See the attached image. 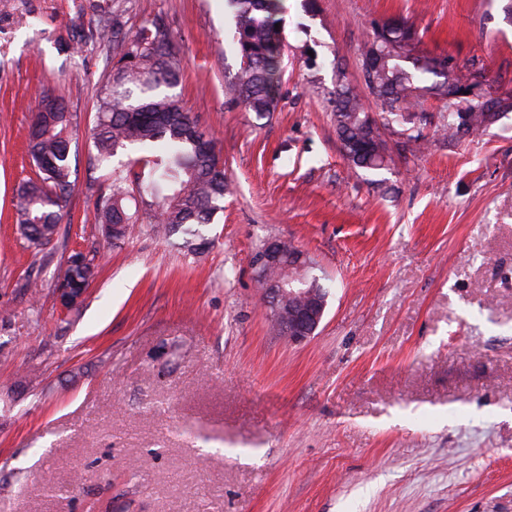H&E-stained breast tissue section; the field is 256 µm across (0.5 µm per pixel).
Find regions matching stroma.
I'll return each mask as SVG.
<instances>
[{
    "label": "stroma",
    "instance_id": "obj_1",
    "mask_svg": "<svg viewBox=\"0 0 512 512\" xmlns=\"http://www.w3.org/2000/svg\"><path fill=\"white\" fill-rule=\"evenodd\" d=\"M282 84L259 117L225 97L239 69L224 0H0V512H512V112L455 140L437 131L436 75L414 126L382 129L389 168L353 171L332 120L336 68L396 18L413 56L448 61L512 100V0H284ZM160 18L185 61L175 93L213 133L229 191L197 252L139 223L112 241L90 165L94 95L116 56L89 37ZM77 116L57 242L32 252L12 199L31 176L33 99ZM293 241L328 288L315 336L272 332L252 265ZM93 259L77 309L54 285ZM111 470L112 489L98 472Z\"/></svg>",
    "mask_w": 512,
    "mask_h": 512
}]
</instances>
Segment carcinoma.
Segmentation results:
<instances>
[{"instance_id":"1","label":"carcinoma","mask_w":512,"mask_h":512,"mask_svg":"<svg viewBox=\"0 0 512 512\" xmlns=\"http://www.w3.org/2000/svg\"><path fill=\"white\" fill-rule=\"evenodd\" d=\"M231 10L240 67L226 94L246 110L263 117L276 111L281 86V55L284 46L281 23L283 0H226ZM98 36L112 43L119 59L102 82L95 102L93 132L96 154L90 163L109 167L121 150L137 147L148 153L136 163L145 175L141 193L155 206L153 229L171 237L182 236L181 248L198 251L206 240L207 226L224 211L227 190L224 163L216 152L215 140L169 90L176 87L184 71L183 58L159 20H148L132 36L103 23ZM415 31L404 20L390 19L374 32L363 56L374 46L407 45ZM412 60L409 70L404 62ZM443 77L431 90L449 99L448 114L442 116L437 131L462 139L496 122L502 111L512 110V101L492 100L472 103L467 111L453 110L450 98L466 89L469 75L448 67L435 58H418L395 53L382 59L364 81L352 84L344 69L336 68L333 120L341 148L352 141L369 140L371 151L345 156L357 169L378 170L393 162L379 126L390 127L408 121L406 109L417 104L424 88L418 74ZM381 108L379 117L368 112L366 100ZM72 113L63 95L41 91L35 98L28 131V153L34 176L18 184L14 191L16 231L29 247L40 251L59 235L60 222L73 190L71 166ZM120 174L112 176V191L96 201L95 218L105 236L123 239L128 226L136 223L130 212ZM94 267L87 258L67 263L59 280L87 288Z\"/></svg>"}]
</instances>
